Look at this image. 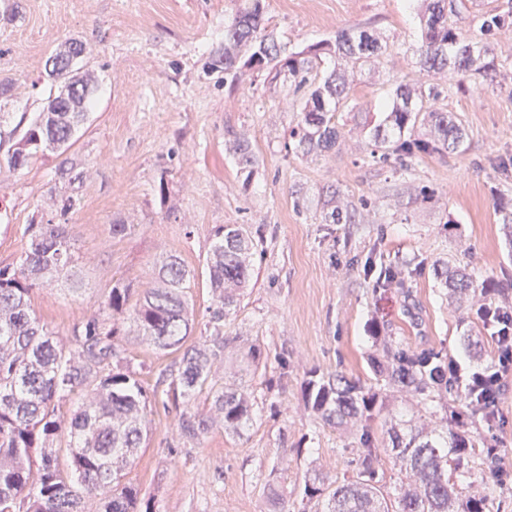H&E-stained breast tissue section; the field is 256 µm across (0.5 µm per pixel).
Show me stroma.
<instances>
[{
	"label": "stroma",
	"mask_w": 512,
	"mask_h": 512,
	"mask_svg": "<svg viewBox=\"0 0 512 512\" xmlns=\"http://www.w3.org/2000/svg\"><path fill=\"white\" fill-rule=\"evenodd\" d=\"M268 30L296 53L339 30L361 27L387 40L385 51L355 72L361 113L340 110L341 138L325 154L303 153L290 135L303 94L287 75L244 70L239 81L211 69L224 49L235 0H0V134L33 118L60 86L45 73L49 55L75 38L85 47L75 76L91 73L95 105L68 152L47 150L24 170L0 168V267L19 264L32 217H47L51 193L78 200L64 216L79 256L76 280L59 276L33 288L35 316L56 338L95 310L119 279L149 287L166 256L196 274L188 290L193 340L211 335L205 260L216 227L242 224L255 244L254 274L224 319L230 340L217 384L243 388L254 419L240 433L216 426L184 441L181 397L159 383L176 357L133 341L128 355L148 386L152 424L126 479L152 512H316L304 487L310 476L352 477L371 440L383 459L377 479L404 481L389 457L387 414L341 427L308 407L306 384L341 374L371 387L396 410L417 409L436 423L456 411L472 438L496 444L498 471L474 478L498 512H512V381L492 423L474 417L464 384L432 401L374 374L388 348L455 358L463 373L491 367L492 329L481 304L512 302V237L496 208L512 200V27L489 39L496 78L465 82L437 74L441 104L465 130L459 152L416 160L401 172L369 157L364 121L380 123L394 83L413 74L422 26L421 0H262ZM248 137L254 164L242 169L231 150ZM81 161L82 181L62 187L66 158ZM342 192L347 222L330 223L327 202ZM115 224L127 225L113 235ZM472 272L485 294L459 304L438 264ZM404 285L379 283L385 270Z\"/></svg>",
	"instance_id": "1"
}]
</instances>
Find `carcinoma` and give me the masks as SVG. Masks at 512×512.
I'll return each instance as SVG.
<instances>
[{
    "label": "carcinoma",
    "mask_w": 512,
    "mask_h": 512,
    "mask_svg": "<svg viewBox=\"0 0 512 512\" xmlns=\"http://www.w3.org/2000/svg\"><path fill=\"white\" fill-rule=\"evenodd\" d=\"M455 0H427L426 19L414 47L419 73H448L460 79L497 71L489 49L466 37L449 23ZM512 25V12L484 13L480 31L493 36ZM252 50L246 65L263 71L288 69V79L299 91L308 74L318 68L324 53H332L356 66L382 52L377 37L361 28L343 29L336 40L281 59V46L266 34L261 0H247L224 27V73L234 68L239 54ZM89 88L56 112H42L21 138L0 154V164L12 171L28 167L46 149L68 150L86 119L94 89ZM441 90L405 77L395 82L390 111L371 132L370 157L376 163L395 160L408 170L413 160L452 153L459 149L464 130L458 116L436 107ZM341 107L355 109L344 70H332L301 105V119L291 131L308 153H328L336 147L340 131L328 113ZM425 128L427 133L417 134ZM239 163L248 168L254 158L248 139L234 144ZM81 163L72 159L58 169L72 185L82 179ZM29 246L16 267H0V512H139L138 492L125 481L150 427L149 398L140 372L133 369L120 336L130 321L136 337L161 351L180 353L171 386L189 403L209 391L212 413L199 414L187 407L179 419L181 436L198 439L214 426L236 432L252 419L249 397L235 388L216 386L217 363L227 345L221 326L236 306L240 291L252 277L250 258L255 244L242 224H225L207 256L213 303L209 323L213 334L186 344L191 324L186 289L194 272L181 257L169 256L158 272L157 284L134 297L133 285L116 281L106 299L85 320L72 328L68 344L32 313L34 286L60 274L75 276V254L68 225L30 222ZM446 283L465 294L479 287L464 269H446ZM388 365L374 366L413 393L428 395L448 386V359L434 354L422 358L401 349L387 352ZM312 410L327 424L371 419L376 393L356 383L336 380L308 382ZM395 464L409 474V482L391 489L377 484L381 459L366 447L355 476L341 481L315 477L306 483L309 499L323 505L320 512H493L486 495L469 488L475 473L468 465L476 447L464 431L447 419L429 428L407 424L388 430Z\"/></svg>",
    "instance_id": "cac0c4a2"
}]
</instances>
